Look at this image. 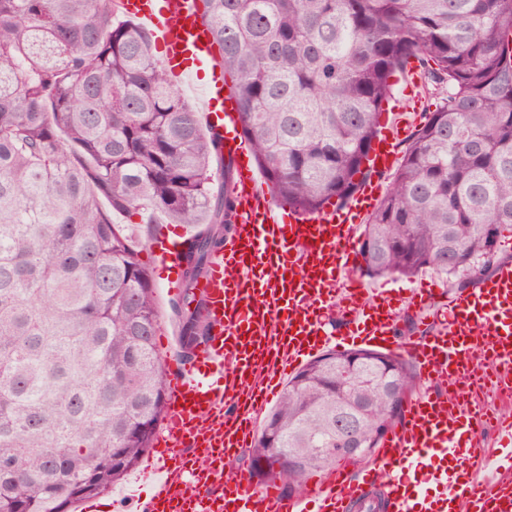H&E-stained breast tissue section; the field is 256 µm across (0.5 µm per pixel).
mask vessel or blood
<instances>
[{
  "instance_id": "b4317fda",
  "label": "vessel or blood",
  "mask_w": 512,
  "mask_h": 512,
  "mask_svg": "<svg viewBox=\"0 0 512 512\" xmlns=\"http://www.w3.org/2000/svg\"><path fill=\"white\" fill-rule=\"evenodd\" d=\"M164 52L172 82L213 55L198 0H121ZM203 112L210 132L234 160L239 225L211 259L199 288L207 300L209 339L188 359L166 367L168 412L139 478L151 479L149 512H512V448H490L485 424L512 438V413L487 412L477 398L489 372L512 388V265L433 317L434 332L397 333L408 309L423 310L433 292L392 296L388 284L366 287L358 273L356 228L382 192L369 182L342 207L316 214L280 207L238 138L236 104L212 69ZM416 113L393 110L365 162L380 173L397 160L396 144L414 129ZM182 235L154 242L163 269L178 275ZM348 321L346 340L410 359L427 390L406 400L397 431L375 464L344 466L312 490L290 495L258 485L250 472L224 475L225 459L252 447L261 411L281 378L335 339L329 312ZM434 494L421 493L422 485Z\"/></svg>"
}]
</instances>
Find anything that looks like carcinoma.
Returning a JSON list of instances; mask_svg holds the SVG:
<instances>
[{
  "instance_id": "1",
  "label": "carcinoma",
  "mask_w": 512,
  "mask_h": 512,
  "mask_svg": "<svg viewBox=\"0 0 512 512\" xmlns=\"http://www.w3.org/2000/svg\"><path fill=\"white\" fill-rule=\"evenodd\" d=\"M241 135L270 193L342 206L409 60L441 88L358 240L361 275L492 274L512 226V0H199ZM220 164L216 181L213 163ZM234 167L119 0H0V512H68L137 465L167 409L152 275L116 217L202 224L187 239L180 356L209 331L214 251L238 219ZM420 386L412 363L328 350L290 377L249 449L257 482L303 494L373 457ZM343 424L345 425V428L342 431L343 441L341 444L344 447L334 448L336 455L350 461H356L363 458L368 453V448H364V443L358 438L350 425L346 422Z\"/></svg>"
}]
</instances>
